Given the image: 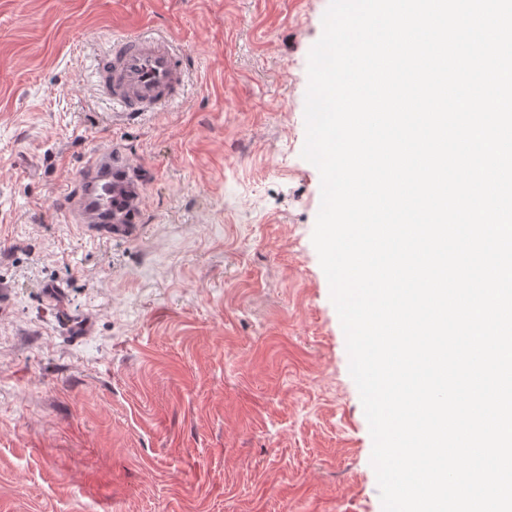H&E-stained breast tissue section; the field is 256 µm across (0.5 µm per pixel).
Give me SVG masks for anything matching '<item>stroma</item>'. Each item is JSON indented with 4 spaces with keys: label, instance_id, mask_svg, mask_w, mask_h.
Here are the masks:
<instances>
[{
    "label": "stroma",
    "instance_id": "obj_1",
    "mask_svg": "<svg viewBox=\"0 0 512 512\" xmlns=\"http://www.w3.org/2000/svg\"><path fill=\"white\" fill-rule=\"evenodd\" d=\"M329 0H0V512H383L312 234L308 54ZM182 104L113 120V38ZM131 236L74 222L97 154ZM93 76L102 97L126 117L181 103L186 93L185 54L165 36L115 38L98 57Z\"/></svg>",
    "mask_w": 512,
    "mask_h": 512
}]
</instances>
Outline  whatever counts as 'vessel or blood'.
Listing matches in <instances>:
<instances>
[{
	"instance_id": "b4317fda",
	"label": "vessel or blood",
	"mask_w": 512,
	"mask_h": 512,
	"mask_svg": "<svg viewBox=\"0 0 512 512\" xmlns=\"http://www.w3.org/2000/svg\"><path fill=\"white\" fill-rule=\"evenodd\" d=\"M93 75L102 97L128 116L155 112L181 103L186 93L184 53L165 36L137 35L113 39L98 57ZM77 223L100 225L103 233L131 234L138 195L126 177L112 173L110 154H99L86 175L83 196L68 201Z\"/></svg>"
}]
</instances>
